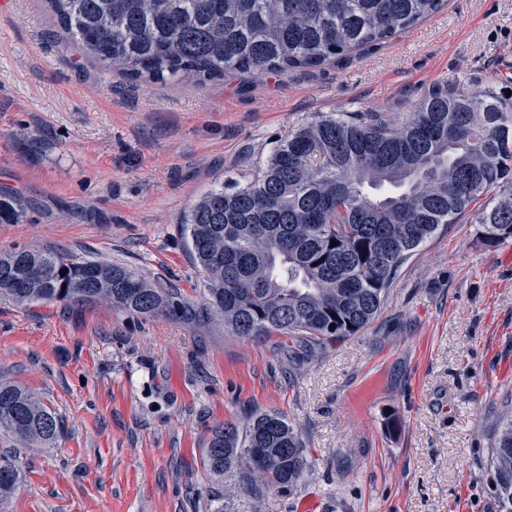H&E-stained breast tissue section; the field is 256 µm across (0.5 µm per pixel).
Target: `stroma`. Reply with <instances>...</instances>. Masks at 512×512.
Wrapping results in <instances>:
<instances>
[{
  "label": "stroma",
  "instance_id": "stroma-1",
  "mask_svg": "<svg viewBox=\"0 0 512 512\" xmlns=\"http://www.w3.org/2000/svg\"><path fill=\"white\" fill-rule=\"evenodd\" d=\"M52 30L44 0H0V196L25 203L0 222V251L112 260L192 300L204 282L182 215L250 181L316 114L403 119L437 87L512 92V0H447L363 53L202 85L102 73ZM478 210L414 251L369 326L296 365L285 335L0 296V376L61 422L54 447L18 454L0 512H195L211 428L255 410L285 415L313 453L261 512L310 498L320 512H498L487 460L512 394V240L486 246Z\"/></svg>",
  "mask_w": 512,
  "mask_h": 512
}]
</instances>
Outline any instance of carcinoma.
<instances>
[{"instance_id": "1", "label": "carcinoma", "mask_w": 512, "mask_h": 512, "mask_svg": "<svg viewBox=\"0 0 512 512\" xmlns=\"http://www.w3.org/2000/svg\"><path fill=\"white\" fill-rule=\"evenodd\" d=\"M58 28L107 73L132 82L200 84L319 67L377 46L446 0H46ZM489 246L512 239V105L491 92L435 88L403 122L376 112L314 118L273 146L243 186L219 185L181 218L204 288L189 300L123 264L49 248L0 252V295L19 306L107 302L251 338L286 335L296 349L353 336L380 311L403 262L481 196ZM335 246H330V242ZM67 271L61 275V271ZM35 277L37 288L22 283ZM58 418L26 387L0 379V433L36 451ZM312 451L277 412L211 430L202 512L246 504L302 480ZM489 488L512 512V409L496 425ZM21 480L0 453V503Z\"/></svg>"}]
</instances>
